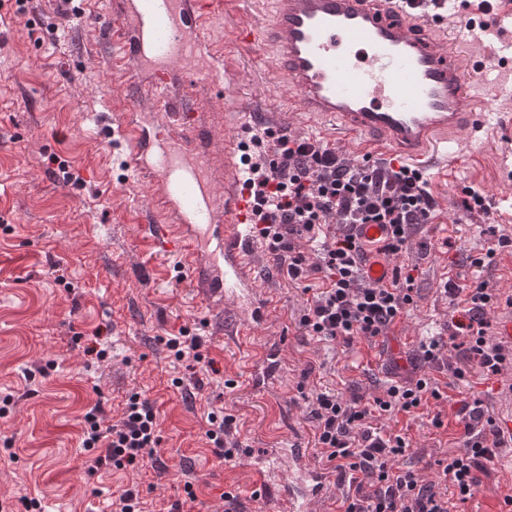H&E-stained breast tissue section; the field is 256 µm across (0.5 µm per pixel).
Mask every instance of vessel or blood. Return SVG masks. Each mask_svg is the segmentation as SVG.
Instances as JSON below:
<instances>
[{"label":"vessel or blood","instance_id":"b4317fda","mask_svg":"<svg viewBox=\"0 0 512 512\" xmlns=\"http://www.w3.org/2000/svg\"><path fill=\"white\" fill-rule=\"evenodd\" d=\"M215 7V0H113L120 50L112 65L126 93L166 97L163 111L148 114L129 102L117 126L130 144L125 169L149 189V240L180 257L208 306L261 323L240 143L225 136L224 160L216 162L212 127L183 92L218 66L205 28ZM250 16L238 41L288 94L286 112L268 113V121L289 115L316 129L321 142L349 145L362 158L455 168L460 135L479 139L499 123L494 101L512 98L511 42L506 61L465 67L445 34L451 16L472 34L480 22L512 28V10L499 0L484 13L459 0H255ZM281 361L274 343L256 353L255 388L273 392ZM274 457L288 465L281 512L325 503L335 476L304 440L291 439Z\"/></svg>","mask_w":512,"mask_h":512}]
</instances>
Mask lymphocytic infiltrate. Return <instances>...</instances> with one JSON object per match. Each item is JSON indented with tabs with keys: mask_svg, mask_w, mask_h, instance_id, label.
<instances>
[{
	"mask_svg": "<svg viewBox=\"0 0 512 512\" xmlns=\"http://www.w3.org/2000/svg\"><path fill=\"white\" fill-rule=\"evenodd\" d=\"M241 163L258 240L278 274L309 295L299 320L305 335L347 343L358 336H386L414 304V277L397 272L389 285L371 282L365 272L368 249L356 227L389 225L390 234L377 251L399 254L409 230L435 217L436 203L423 174L408 165L366 158L353 162L321 141L270 126L250 130L241 144ZM297 237L318 252V263H309L298 250L293 243ZM443 290L461 314L449 335H431L419 345L431 375L398 377L366 401H347L332 390L311 396L315 446L344 489L342 512H451L452 501L474 497L482 474L511 442L481 406L462 405L464 450L438 460L437 480L427 481L413 466L396 465L409 448L406 438L375 424L382 416L414 417L430 402L447 400L435 373L444 368L449 351H458L463 359L453 370L459 379L473 367L486 376L512 367V344L494 341L488 317L496 305L511 307L512 295L501 296L483 281L449 280ZM84 421L83 446L96 450L94 467L158 464L156 412L141 394L128 396L119 424L102 428L95 407Z\"/></svg>",
	"mask_w": 512,
	"mask_h": 512,
	"instance_id": "lymphocytic-infiltrate-1",
	"label": "lymphocytic infiltrate"
}]
</instances>
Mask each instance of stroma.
I'll list each match as a JSON object with an SVG mask.
<instances>
[{
    "mask_svg": "<svg viewBox=\"0 0 512 512\" xmlns=\"http://www.w3.org/2000/svg\"><path fill=\"white\" fill-rule=\"evenodd\" d=\"M112 25V0H0V398L12 399L0 414V512H25L27 498L39 499L42 512H116L131 487L147 512H169L186 500L188 485L213 512H277L288 470L261 478L255 464L289 438L313 441L312 391L333 389L349 400L375 392L392 370L427 373L418 346L450 319L447 279L484 281L512 295L505 251L486 268L468 263L496 237L512 239V149L488 130L480 140H462L455 171L427 172L436 219L412 230L393 259L415 278V304L388 338L346 344L304 336L306 295L258 245L251 261L267 319L228 343L224 328L236 312L202 304L178 258L156 254L138 223L148 189L121 165L128 144L113 124ZM189 94L203 113L233 111L236 97L250 102L256 116L229 130L241 139L259 126L266 106L284 103L271 74L244 52ZM62 166L78 184L59 175ZM466 185L495 203L492 216L463 213ZM183 330L199 337L214 371L173 360L166 341ZM271 341L284 349L287 397L280 401L250 385L249 360ZM90 345L108 357L87 356ZM449 364L438 375L450 385L449 401L414 420L377 422L407 434L406 461L429 480L437 460L462 445L458 400H482L498 420L512 413V370L488 380L474 370L460 381L452 373L458 355ZM134 392L156 408L161 469L89 473L85 412L100 406L101 426L115 425ZM212 411L233 417L229 438L243 448L238 458L215 456L205 435ZM437 412L440 429L431 425ZM510 483L512 450L503 448L459 512H495Z\"/></svg>",
    "mask_w": 512,
    "mask_h": 512,
    "instance_id": "stroma-1",
    "label": "stroma"
}]
</instances>
